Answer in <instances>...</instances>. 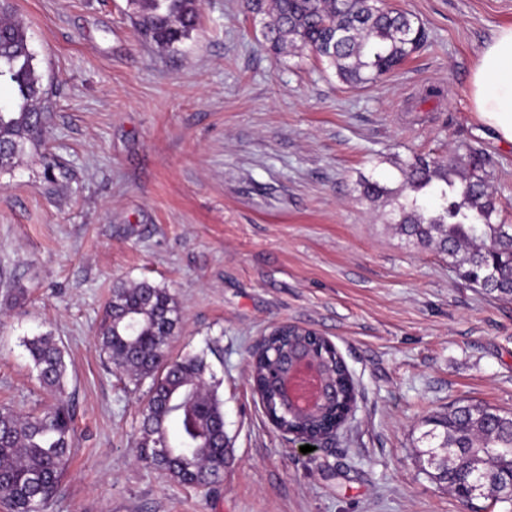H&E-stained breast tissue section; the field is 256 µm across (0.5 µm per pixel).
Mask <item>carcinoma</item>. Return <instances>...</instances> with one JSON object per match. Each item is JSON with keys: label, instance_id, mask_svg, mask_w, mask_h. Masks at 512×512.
Instances as JSON below:
<instances>
[{"label": "carcinoma", "instance_id": "obj_1", "mask_svg": "<svg viewBox=\"0 0 512 512\" xmlns=\"http://www.w3.org/2000/svg\"><path fill=\"white\" fill-rule=\"evenodd\" d=\"M135 26L158 46L173 49L190 36L201 0H128ZM277 55H296L311 48L337 77L351 85H367L401 66L422 45L419 20L378 0H244ZM27 27L0 0V81L8 82L16 106H0V172L12 169L27 147H37L48 132L49 112ZM50 182L67 177L55 157L43 156ZM483 148L459 144L443 161L412 153L396 163L398 186L371 178L359 180L370 199L405 197L397 223L409 240L435 245L452 259L460 276L485 293L512 297V225L498 224V207L489 192ZM181 323L180 308L166 288L146 280L112 288L99 324L96 347L113 372L135 386L150 381L140 427L144 459L173 481L189 487L220 482L224 457V409L218 384L210 378L205 354L168 359L169 341ZM322 347L318 336L284 331L269 340V353L252 362V371L274 402L268 374L272 359L291 343ZM43 388L56 394L38 412L0 406V494L10 512H44L59 495L72 457L74 411L62 398L67 365L63 349L51 336L26 343ZM321 352V351H319ZM336 379L346 384L347 366L324 350ZM341 418L333 407L318 417L299 421L283 417L282 425L309 433L332 429ZM429 457L447 462L448 483L462 489L483 477L486 499L501 512H512V492L502 490L498 475L512 470V412L478 404L457 405L425 419Z\"/></svg>", "mask_w": 512, "mask_h": 512}]
</instances>
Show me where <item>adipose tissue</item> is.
<instances>
[{"instance_id":"adipose-tissue-1","label":"adipose tissue","mask_w":512,"mask_h":512,"mask_svg":"<svg viewBox=\"0 0 512 512\" xmlns=\"http://www.w3.org/2000/svg\"><path fill=\"white\" fill-rule=\"evenodd\" d=\"M468 92L482 126L512 143V24L499 26L483 49Z\"/></svg>"}]
</instances>
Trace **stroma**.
I'll use <instances>...</instances> for the list:
<instances>
[{"instance_id": "obj_1", "label": "stroma", "mask_w": 512, "mask_h": 512, "mask_svg": "<svg viewBox=\"0 0 512 512\" xmlns=\"http://www.w3.org/2000/svg\"><path fill=\"white\" fill-rule=\"evenodd\" d=\"M11 3L52 123L0 172V406L51 402L24 342L52 336L75 436L45 512H467L424 469L423 418L461 401L512 410V299L408 244L398 198L364 199L356 184L396 187V160L467 141L490 154L497 219L512 224V143L478 123L468 95L512 0H385L427 41L365 87L308 49L273 57L241 0H203L172 51L136 29L128 0ZM46 153L67 179L47 182ZM144 279L180 305L171 357L206 352L220 383L232 458L211 490L140 460L147 389L95 347L113 284ZM281 323L328 338L356 386L352 418L312 453L249 378L251 351Z\"/></svg>"}]
</instances>
